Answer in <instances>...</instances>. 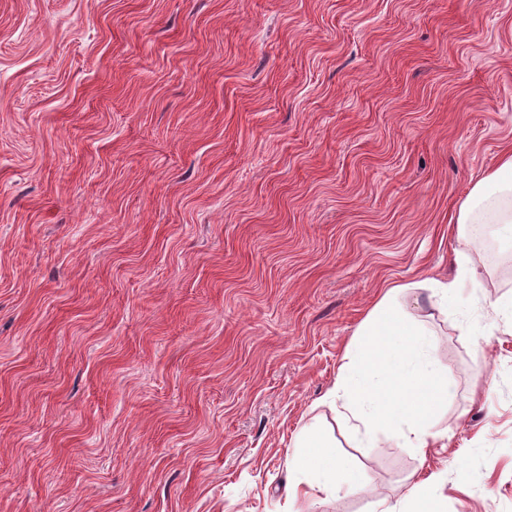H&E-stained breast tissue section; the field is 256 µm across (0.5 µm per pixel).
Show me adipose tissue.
Instances as JSON below:
<instances>
[{
    "instance_id": "obj_1",
    "label": "adipose tissue",
    "mask_w": 512,
    "mask_h": 512,
    "mask_svg": "<svg viewBox=\"0 0 512 512\" xmlns=\"http://www.w3.org/2000/svg\"><path fill=\"white\" fill-rule=\"evenodd\" d=\"M454 222L495 224L512 242V152L497 167L474 182L457 204ZM453 277L429 282L428 300L448 313L465 289L479 285V272L469 254L456 257ZM405 285L390 287L355 332L336 380L327 396L338 421L363 439L386 432L394 447L411 448L420 459L430 449L448 445V433L436 429L435 416L448 399V378L429 356L427 331L398 301ZM288 461L302 474L309 493H332L353 479L352 460L336 457L328 436L317 426L303 430Z\"/></svg>"
}]
</instances>
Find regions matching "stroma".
<instances>
[{
    "instance_id": "obj_1",
    "label": "stroma",
    "mask_w": 512,
    "mask_h": 512,
    "mask_svg": "<svg viewBox=\"0 0 512 512\" xmlns=\"http://www.w3.org/2000/svg\"><path fill=\"white\" fill-rule=\"evenodd\" d=\"M510 146L512 0H0V512H512V250L452 222ZM392 283L424 462L323 403ZM311 423L359 481L296 500ZM457 270L453 277L447 280H426L430 288V304L441 313L448 314L452 305L466 288H479V272L469 254L458 253L456 257ZM441 483V477L432 473L408 490V496L417 498V510L414 512H441L438 509L441 499Z\"/></svg>"
}]
</instances>
